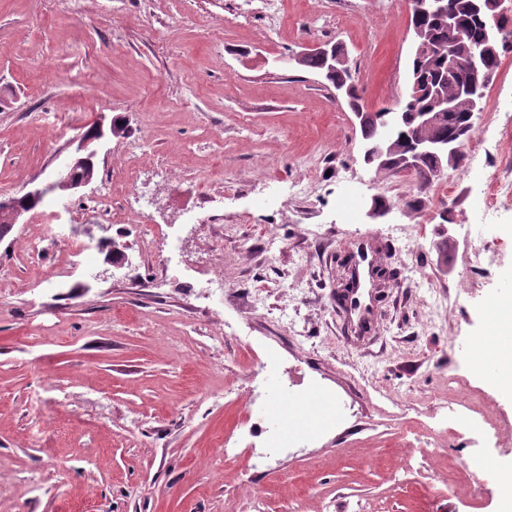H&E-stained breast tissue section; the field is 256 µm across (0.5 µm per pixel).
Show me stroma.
<instances>
[{"instance_id":"1","label":"stroma","mask_w":512,"mask_h":512,"mask_svg":"<svg viewBox=\"0 0 512 512\" xmlns=\"http://www.w3.org/2000/svg\"><path fill=\"white\" fill-rule=\"evenodd\" d=\"M278 4L276 23L267 0H0V196L53 181L97 118L126 128L90 185L49 194L0 240V512H501L493 471L512 467V441L460 423L429 447L415 433L439 397L476 390L512 419V395L460 372L512 283V208L477 216L488 173L512 174V105L475 119L473 168L417 192L364 162L332 84L290 63L342 43L368 110L391 106L411 78L409 0ZM376 196L391 212L372 224ZM102 236L127 246L110 276ZM361 244L394 276L359 317L339 278ZM435 290L454 302L431 318ZM283 380L319 386L314 436L267 466L245 451L225 464V436L280 411L225 385ZM462 467L483 478L468 498Z\"/></svg>"}]
</instances>
